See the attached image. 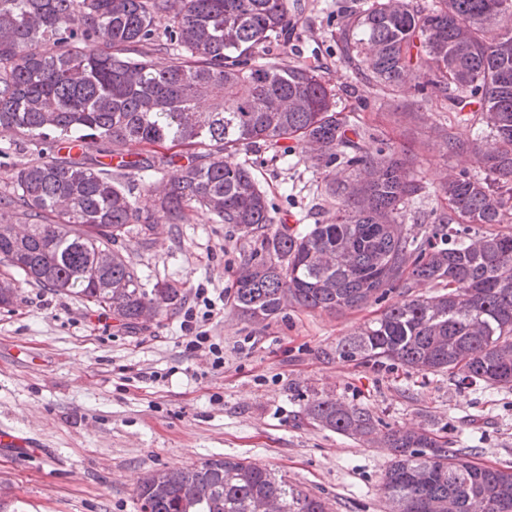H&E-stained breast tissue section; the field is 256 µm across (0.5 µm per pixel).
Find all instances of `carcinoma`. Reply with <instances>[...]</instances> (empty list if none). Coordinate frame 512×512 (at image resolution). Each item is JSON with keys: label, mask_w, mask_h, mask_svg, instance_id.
I'll use <instances>...</instances> for the list:
<instances>
[{"label": "carcinoma", "mask_w": 512, "mask_h": 512, "mask_svg": "<svg viewBox=\"0 0 512 512\" xmlns=\"http://www.w3.org/2000/svg\"><path fill=\"white\" fill-rule=\"evenodd\" d=\"M287 25V0H0V128L37 147L0 188V263L131 324L176 308L181 292L143 287L112 245L134 224L145 233L200 209L255 242L233 294L243 318L446 288L389 306L342 339L336 359L512 385V231L498 228L512 223V0H374L340 33L344 62L369 81L428 90L457 125L489 129L487 140L443 131L448 153L485 177L448 180V214L422 242L404 228L426 193L407 160L367 150L320 70L260 53ZM288 141L312 146L336 198L324 222L275 224L251 166L231 161ZM103 146L117 165L96 157ZM167 168L164 189L143 202L118 180ZM339 168L352 175L336 180ZM305 414L340 434L376 430L369 409L329 398ZM384 441L392 512H512L511 469L482 466L424 427L391 428ZM137 497L140 512H258L264 499L273 512H329L285 476L227 457L155 471Z\"/></svg>", "instance_id": "obj_1"}]
</instances>
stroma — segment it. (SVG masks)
Segmentation results:
<instances>
[{"label":"stroma","instance_id":"stroma-1","mask_svg":"<svg viewBox=\"0 0 512 512\" xmlns=\"http://www.w3.org/2000/svg\"><path fill=\"white\" fill-rule=\"evenodd\" d=\"M370 2L288 0L287 36L275 51L282 66L324 72L339 108L365 129L366 147L406 151L426 185L406 220L421 237L448 211L441 185L472 164L449 155L443 142L453 118L446 101L364 87L350 77L338 34ZM247 157L276 219L303 225L333 215L304 145L287 154L264 146ZM251 248L203 211L185 224L130 233L115 249L145 288L167 282L183 293L180 308L134 329L87 301L19 283L13 304L0 306V431L36 445L0 443V512H139L144 477L212 456L275 469L323 498L330 512H390L380 485L391 449L311 423L305 408L316 398L369 408L383 432L437 430L455 447L474 450L478 463L512 468V387L463 386L445 373L425 376L388 362L337 361V342L407 299L405 289L344 313L289 306L249 321L231 295ZM200 288L226 295L208 325L223 350L219 369L207 349H185L183 309Z\"/></svg>","mask_w":512,"mask_h":512}]
</instances>
